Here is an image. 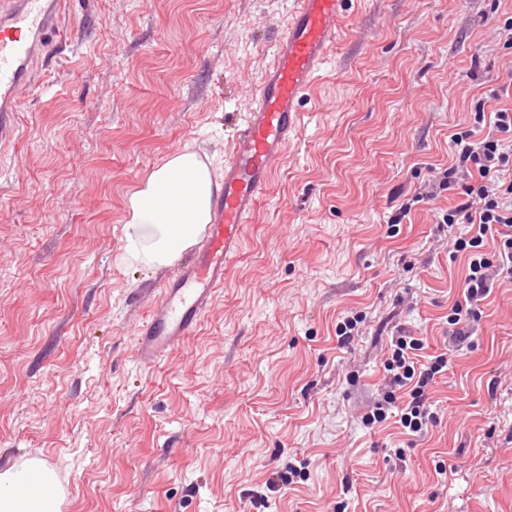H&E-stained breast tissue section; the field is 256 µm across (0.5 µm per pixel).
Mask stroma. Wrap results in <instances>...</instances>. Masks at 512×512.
<instances>
[{
  "mask_svg": "<svg viewBox=\"0 0 512 512\" xmlns=\"http://www.w3.org/2000/svg\"><path fill=\"white\" fill-rule=\"evenodd\" d=\"M294 8L71 0L23 102L0 168V468L44 463L61 512H512V276L490 268L470 338L449 336L469 227L441 218L466 197H427L481 94L512 85V0H348L223 288L137 359L169 270L124 260L126 198L182 150L223 172ZM402 331L448 358L414 436L363 423Z\"/></svg>",
  "mask_w": 512,
  "mask_h": 512,
  "instance_id": "1",
  "label": "stroma"
}]
</instances>
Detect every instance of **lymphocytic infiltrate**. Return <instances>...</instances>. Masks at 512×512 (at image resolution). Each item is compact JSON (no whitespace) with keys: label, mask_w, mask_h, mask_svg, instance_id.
I'll use <instances>...</instances> for the list:
<instances>
[{"label":"lymphocytic infiltrate","mask_w":512,"mask_h":512,"mask_svg":"<svg viewBox=\"0 0 512 512\" xmlns=\"http://www.w3.org/2000/svg\"><path fill=\"white\" fill-rule=\"evenodd\" d=\"M497 91H490L488 99L479 100L472 129L454 134L457 153L453 164L437 173L439 189L451 188L457 173H464L468 181L462 189L466 202L448 211L442 217L446 224H468L475 227L473 236L456 238L455 251L468 255V270L464 281L465 302L455 305L449 319L451 334L464 338L462 322L478 319L479 302L490 292L486 271L491 263L512 275V107L487 110L488 100L498 99ZM493 243V255L483 252L485 243ZM421 348L418 338L402 335L393 342V350L385 368L390 373L389 384L394 390H410L409 404L399 409L403 428L420 432L430 419V404L426 389L435 376L448 366L444 356H436L428 363H417L416 353ZM386 395L383 406L377 407L366 425L386 417L385 408L394 404L395 397Z\"/></svg>","instance_id":"lymphocytic-infiltrate-1"}]
</instances>
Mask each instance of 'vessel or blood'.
<instances>
[{"mask_svg": "<svg viewBox=\"0 0 512 512\" xmlns=\"http://www.w3.org/2000/svg\"><path fill=\"white\" fill-rule=\"evenodd\" d=\"M296 3L277 42L275 63L234 134L202 244L168 277L161 300L139 329L137 358L145 366L155 365L191 332L223 287L273 166L299 133L304 97L336 43L343 0ZM69 8V0H0L1 146L17 137L22 96L40 88L50 42Z\"/></svg>", "mask_w": 512, "mask_h": 512, "instance_id": "vessel-or-blood-1", "label": "vessel or blood"}]
</instances>
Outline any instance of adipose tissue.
Masks as SVG:
<instances>
[{"instance_id": "adipose-tissue-1", "label": "adipose tissue", "mask_w": 512, "mask_h": 512, "mask_svg": "<svg viewBox=\"0 0 512 512\" xmlns=\"http://www.w3.org/2000/svg\"><path fill=\"white\" fill-rule=\"evenodd\" d=\"M220 185L194 152L167 156L126 199L127 259L168 266L202 238ZM56 475L39 461L0 471V512H61Z\"/></svg>"}]
</instances>
